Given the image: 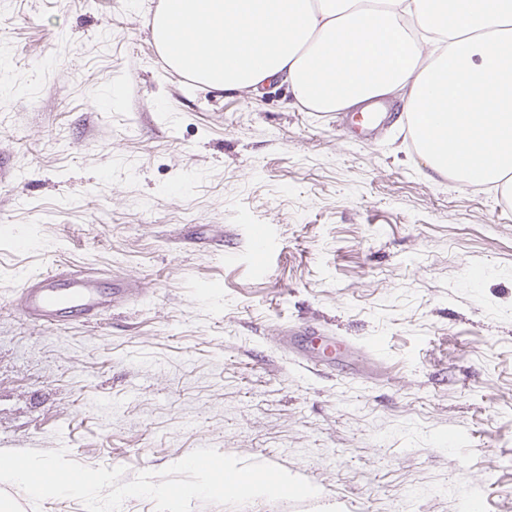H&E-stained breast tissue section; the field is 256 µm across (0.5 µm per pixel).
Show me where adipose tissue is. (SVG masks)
Returning <instances> with one entry per match:
<instances>
[{"instance_id": "adipose-tissue-1", "label": "adipose tissue", "mask_w": 512, "mask_h": 512, "mask_svg": "<svg viewBox=\"0 0 512 512\" xmlns=\"http://www.w3.org/2000/svg\"><path fill=\"white\" fill-rule=\"evenodd\" d=\"M146 24L202 86L283 85L310 112L400 93L433 173L512 200V0H159Z\"/></svg>"}]
</instances>
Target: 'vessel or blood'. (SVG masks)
<instances>
[{
	"mask_svg": "<svg viewBox=\"0 0 512 512\" xmlns=\"http://www.w3.org/2000/svg\"><path fill=\"white\" fill-rule=\"evenodd\" d=\"M141 298L140 289L125 279L105 281L85 269L57 265L22 278L13 311L26 323L57 328L71 319L98 322L116 305Z\"/></svg>",
	"mask_w": 512,
	"mask_h": 512,
	"instance_id": "1",
	"label": "vessel or blood"
}]
</instances>
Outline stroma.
I'll return each mask as SVG.
<instances>
[{
  "label": "stroma",
  "mask_w": 512,
  "mask_h": 512,
  "mask_svg": "<svg viewBox=\"0 0 512 512\" xmlns=\"http://www.w3.org/2000/svg\"><path fill=\"white\" fill-rule=\"evenodd\" d=\"M157 2L0 0V450L129 481L210 446L319 490L191 512H512V202L431 175L404 123L163 68ZM53 263L145 297L25 324ZM287 326L350 347L311 371Z\"/></svg>",
  "instance_id": "35a3bbf8"
}]
</instances>
